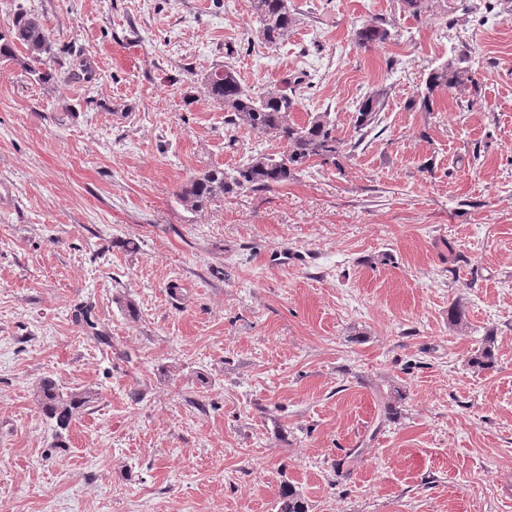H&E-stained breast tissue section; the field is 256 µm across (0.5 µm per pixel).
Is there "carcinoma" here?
Masks as SVG:
<instances>
[{
    "instance_id": "1",
    "label": "carcinoma",
    "mask_w": 512,
    "mask_h": 512,
    "mask_svg": "<svg viewBox=\"0 0 512 512\" xmlns=\"http://www.w3.org/2000/svg\"><path fill=\"white\" fill-rule=\"evenodd\" d=\"M252 14L258 23V37L268 46L277 45L288 37L296 18L288 0H250ZM392 39V33L381 21L362 25L354 34L359 47H369ZM25 49L19 56L15 45ZM64 49L58 47L43 19L32 12L20 9L16 12L6 33L0 34V59L17 65L38 83L51 80L72 81L80 79L86 70L51 68L48 63H59ZM202 83L208 97L224 107V123L233 128L246 127L265 135L282 147L278 153H259L244 163L226 169L209 165L184 183L177 193L180 203L192 211L203 209L211 200L242 190L261 191L286 185L295 179L301 167L312 159L323 164L340 166V159L349 157L372 130L377 113L381 111L387 95L381 88L363 97L358 103L355 132L357 139L347 144L336 134V124L330 114L311 115L303 122L294 112L297 101L286 91L279 93L258 92L241 84L236 71L229 63L214 68L203 77ZM479 91V81L467 66V55L455 62L432 69L425 81V88L417 92L420 105L426 112L434 111V95L446 93L451 99H459ZM78 323L92 330L94 338L107 340L105 332L97 329L91 309L86 307L75 315ZM495 344L485 337L477 351L474 364L482 368L494 365ZM34 396L44 416L64 430L79 413L97 400L91 391L65 392L51 377L38 381ZM280 512H307L297 490L283 484Z\"/></svg>"
}]
</instances>
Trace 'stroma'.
Returning <instances> with one entry per match:
<instances>
[{
  "instance_id": "obj_1",
  "label": "stroma",
  "mask_w": 512,
  "mask_h": 512,
  "mask_svg": "<svg viewBox=\"0 0 512 512\" xmlns=\"http://www.w3.org/2000/svg\"><path fill=\"white\" fill-rule=\"evenodd\" d=\"M290 2L271 48L249 0H0L91 71L0 64V512H279L285 483L308 512H512V0ZM378 19L394 41L356 46ZM462 50L474 104L411 105ZM224 62L346 140L387 97L340 166L192 212L194 173L278 149L189 89ZM46 376L99 395L61 432Z\"/></svg>"
}]
</instances>
